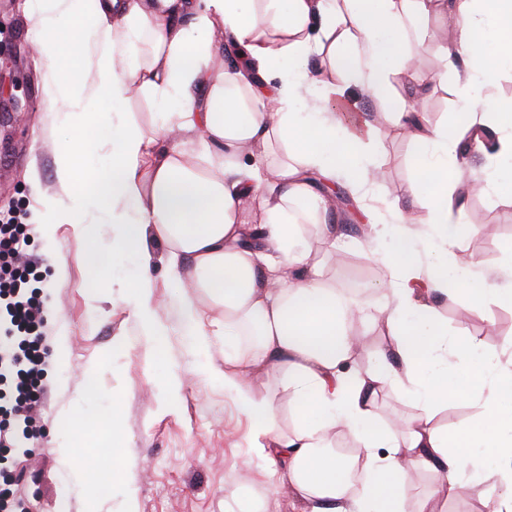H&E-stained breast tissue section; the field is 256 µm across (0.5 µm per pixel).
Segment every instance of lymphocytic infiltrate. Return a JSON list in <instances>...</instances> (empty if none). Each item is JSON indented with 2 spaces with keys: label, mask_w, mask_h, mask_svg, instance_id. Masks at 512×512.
<instances>
[{
  "label": "lymphocytic infiltrate",
  "mask_w": 512,
  "mask_h": 512,
  "mask_svg": "<svg viewBox=\"0 0 512 512\" xmlns=\"http://www.w3.org/2000/svg\"><path fill=\"white\" fill-rule=\"evenodd\" d=\"M27 224L12 216L0 223V450L16 437L39 439L50 361L47 307L41 295L42 260L26 252Z\"/></svg>",
  "instance_id": "f902f5d3"
}]
</instances>
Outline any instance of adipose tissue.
<instances>
[{"label": "adipose tissue", "mask_w": 512, "mask_h": 512, "mask_svg": "<svg viewBox=\"0 0 512 512\" xmlns=\"http://www.w3.org/2000/svg\"><path fill=\"white\" fill-rule=\"evenodd\" d=\"M33 16L50 109L81 131L55 150L69 221L42 224V238L66 233L76 261L107 283L113 252L137 256L125 300L158 347L165 330L147 241L168 245L171 275L192 286L181 295L186 335L208 353L201 310L215 313L224 337L218 376L251 423L253 453L302 512H446L449 500L472 493L484 512H512V345L487 352L449 335L441 318L455 297L478 310L512 308V281L500 271L452 260L462 151L482 149L489 189L499 161L512 158V114L495 94L512 72V0H36ZM63 16L77 22L74 33L60 34ZM430 17L455 28L440 52L470 118L435 125L407 102L387 111L427 155L428 180L411 186L420 223H408L397 204L386 218L361 209L360 247L389 276L384 302H370L327 278L322 263L343 241L324 189L340 177L354 186L373 179L368 149L379 133L349 128L339 104L354 87L388 99L394 72L410 73ZM218 25L248 66L212 73ZM486 28L495 43L481 37ZM313 55L321 64L309 66ZM275 72L278 85L266 89ZM134 88L162 107L150 128L126 112ZM254 147L279 150L274 179L239 167ZM101 157L97 184L86 188L81 168ZM357 320L384 327L391 341L364 368L353 364ZM387 387L403 391L416 414L376 424L373 398ZM452 402L478 411L450 430L437 414ZM342 430L355 448L344 460L336 455ZM419 469L438 487L416 501Z\"/></svg>", "instance_id": "adipose-tissue-1"}]
</instances>
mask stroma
I'll use <instances>...</instances> for the list:
<instances>
[{
  "instance_id": "obj_1",
  "label": "stroma",
  "mask_w": 512,
  "mask_h": 512,
  "mask_svg": "<svg viewBox=\"0 0 512 512\" xmlns=\"http://www.w3.org/2000/svg\"><path fill=\"white\" fill-rule=\"evenodd\" d=\"M40 34L28 15V0H0V42L9 49L0 61V210L20 216L33 227L34 249L49 270L45 291L49 296L47 332L59 326L68 331L69 352L65 367L51 365L45 398V436L39 442L21 439L17 448L0 454V473L27 474L22 493L29 512H86L80 499L65 490L64 466L51 451L62 439H71L79 455L97 459L98 469L115 488L111 499H100L99 512L120 505L122 483L136 492L137 512H224V499L232 492L256 489L265 497L268 512H293L287 491L261 483L260 460H249L253 445L251 424L235 396L210 372L199 371V358L185 336L179 312L180 288L163 263L167 247L153 240L149 249L157 258L153 294L166 299L161 320L167 330L163 352H156L141 335L125 303L127 288L137 279L133 256L114 254L112 282H96L91 271L70 261L65 280L54 274L60 256L72 257L75 244L59 234L47 244L37 226L45 215L61 219L63 206L55 201L54 147L74 141L76 130L61 125L50 112L44 94L45 72L37 53ZM440 40L425 38L419 52L414 79L395 76L392 103L412 98L415 89L427 90L416 101L434 124H453L459 114L454 76L437 82ZM413 99V98H412ZM24 104L12 112L13 102ZM420 149L390 127L379 133L374 161L386 168L388 181H372L364 187L347 188V195L366 198L380 209L400 199L411 222L420 215L411 205L410 187L419 167ZM464 217L470 224H492L497 232L461 237L456 250L459 264L477 259L494 268L512 264V160L501 163L496 191L469 198ZM337 284L353 288L385 285L386 269L357 248L338 250L327 271ZM449 334L466 336L496 349L512 342V324L504 322L498 308L481 312L466 302L451 301L442 308ZM102 365L99 393L80 400L81 378L91 361ZM182 374L185 386L177 399H169L161 379L168 373ZM78 403L83 417L79 429L61 423L58 412ZM119 412L123 435L112 442L105 418Z\"/></svg>"
}]
</instances>
